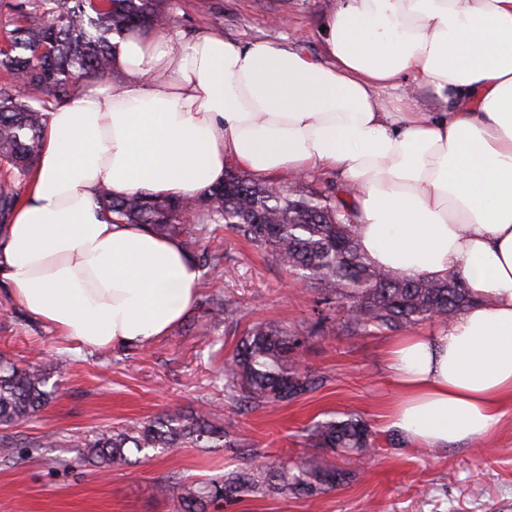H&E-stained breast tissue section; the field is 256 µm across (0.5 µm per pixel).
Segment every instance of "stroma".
Returning <instances> with one entry per match:
<instances>
[{
	"instance_id": "obj_1",
	"label": "stroma",
	"mask_w": 512,
	"mask_h": 512,
	"mask_svg": "<svg viewBox=\"0 0 512 512\" xmlns=\"http://www.w3.org/2000/svg\"><path fill=\"white\" fill-rule=\"evenodd\" d=\"M171 29L185 37L207 30L247 45H293L322 53V23L336 0H170ZM202 245L223 271H202L186 323L146 346L89 348L28 316L0 289V358L21 366L54 362L58 391L35 418L11 429L19 443L56 436L32 458L0 459V512H175L160 495L169 477L200 484L241 466H260L303 448L304 431L326 414L354 413L377 433L376 450L335 489L310 500L270 495L211 512H512V409L484 446L394 448L385 419L394 393L383 354L387 335H335V320L315 328L316 296L294 285L274 260L221 224L207 225ZM237 302L230 322L212 311L216 299ZM282 323L304 334L303 366L322 375L316 390L287 405L241 413L224 398L221 369L246 330ZM205 410L233 438L252 446L175 448L111 468L85 462L79 446L105 428L179 411Z\"/></svg>"
}]
</instances>
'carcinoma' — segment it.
<instances>
[{
	"label": "carcinoma",
	"mask_w": 512,
	"mask_h": 512,
	"mask_svg": "<svg viewBox=\"0 0 512 512\" xmlns=\"http://www.w3.org/2000/svg\"><path fill=\"white\" fill-rule=\"evenodd\" d=\"M8 47L0 68L20 75L28 94L14 81L0 82V159L26 176L36 163L46 123L45 102L72 96L80 79L112 69L117 39L136 29L161 31L171 20L169 0H17ZM332 183L322 191L304 181L281 183L230 169L224 181L190 198H158L145 192L115 197L102 189L97 202L114 224H140L175 237L184 251L216 270L220 258L201 249L200 233L222 224L269 254L296 283L321 295L329 309L343 313L337 329L352 335L395 334L430 322L448 325L471 302L454 276L432 279L396 272L368 260L358 243L346 196ZM18 204L9 182L0 184V218ZM304 340L299 330L270 322L252 324L224 362V396L247 411L288 403L323 384V376L301 367ZM54 364L21 367L0 359V429L14 427L40 412L52 398L46 390ZM224 429L203 413L166 414L112 430L81 444L85 457L108 469L130 456L164 453L169 448L224 447ZM375 438L362 417L345 414L313 423L309 448L345 453L361 466L371 457ZM346 472L324 465L311 452L277 458L264 468H238L201 485L167 481L161 492L178 512H209L267 494L313 498L336 488Z\"/></svg>",
	"instance_id": "carcinoma-1"
}]
</instances>
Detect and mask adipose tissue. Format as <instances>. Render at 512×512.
Instances as JSON below:
<instances>
[{
	"label": "adipose tissue",
	"mask_w": 512,
	"mask_h": 512,
	"mask_svg": "<svg viewBox=\"0 0 512 512\" xmlns=\"http://www.w3.org/2000/svg\"><path fill=\"white\" fill-rule=\"evenodd\" d=\"M325 54L204 32L129 34L117 84L50 109L0 287L76 344L145 346L190 309L178 239L112 224L96 195L195 196L229 163L257 176L337 171L372 263L457 276L474 303L393 339L389 425L426 448L487 435L512 404V0H339ZM423 81L446 106L388 108Z\"/></svg>",
	"instance_id": "1"
}]
</instances>
